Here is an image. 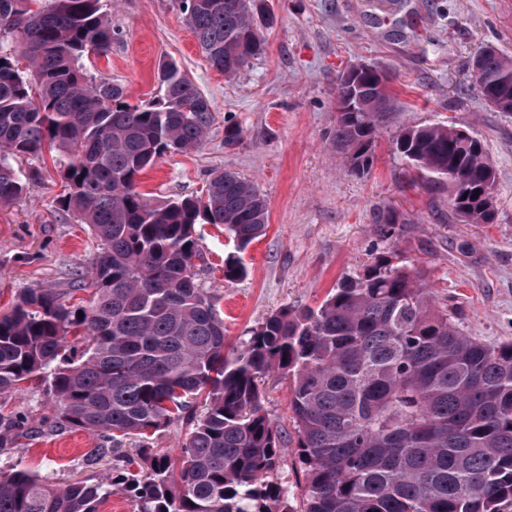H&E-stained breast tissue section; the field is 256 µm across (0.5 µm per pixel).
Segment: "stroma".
<instances>
[{"label":"stroma","mask_w":512,"mask_h":512,"mask_svg":"<svg viewBox=\"0 0 512 512\" xmlns=\"http://www.w3.org/2000/svg\"><path fill=\"white\" fill-rule=\"evenodd\" d=\"M115 39L109 56L83 57L88 74L124 85L128 100L153 96L160 60H175L207 95L216 114L195 153L167 155L140 178L157 203L205 190L211 169L254 180L267 198L269 227L244 252L223 228L198 225L193 270L224 321L229 345L286 305L317 307L345 276L362 272L388 244L375 233L386 215L402 226L397 244L432 275L458 309V325L488 345L512 342V113L488 106L470 87L471 63L492 47L512 57V0H268L264 53L232 77L212 69L184 22L178 0H102ZM391 76L393 112L378 138L369 174L352 172L328 135L336 117V78L355 62ZM240 125L242 145L224 146L225 123ZM450 124L478 138L497 176L493 220L461 222L447 187L426 188L399 159L397 132ZM40 174L31 197L0 205V313L39 284L67 291L98 252L86 225L64 213V181L52 153L18 158ZM239 253L244 278H224ZM264 406L280 426L285 452L275 473L290 490L304 482L289 419L288 381L263 386ZM0 414L17 428L0 439V467L18 466L56 484L95 479L84 458L100 437L54 428L47 383L0 392Z\"/></svg>","instance_id":"1"}]
</instances>
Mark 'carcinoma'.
<instances>
[{
    "label": "carcinoma",
    "mask_w": 512,
    "mask_h": 512,
    "mask_svg": "<svg viewBox=\"0 0 512 512\" xmlns=\"http://www.w3.org/2000/svg\"><path fill=\"white\" fill-rule=\"evenodd\" d=\"M209 64L233 76L264 51L266 0H181ZM112 52L101 0H0V204L31 194L39 177L20 155L59 154L62 210L100 242L70 292L25 289L0 315V392L48 382L55 424L112 442L85 457L97 468L137 438V458L94 482L56 485L25 469H0V512H97L119 488L136 512H294L272 474L284 455L261 382L290 381L289 411L305 474L300 512H505L512 506V343L487 346L462 332L411 258L394 251L340 281L317 308L284 306L225 351L224 321L192 271L196 225H222L246 250L266 234L257 184L214 169L206 192L164 204L139 176L167 154L199 151L216 115L176 62L158 64L145 104L81 60ZM26 61L19 69L18 59ZM468 81L512 112V58L480 55ZM384 76L336 113L330 145L367 174L389 111ZM244 138L224 125V146ZM395 151L431 180L455 185L452 206L469 224L492 211L476 190L496 180L482 144L441 123L401 129ZM393 216L377 225L398 237ZM246 273L224 260V278ZM82 329L84 348L68 346ZM174 421L190 432L181 463L150 440Z\"/></svg>",
    "instance_id": "carcinoma-1"
}]
</instances>
